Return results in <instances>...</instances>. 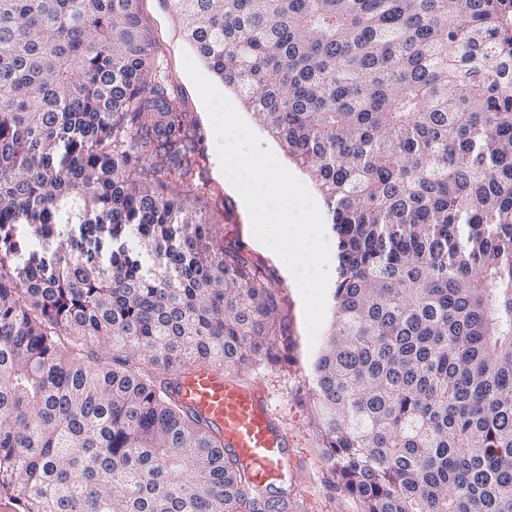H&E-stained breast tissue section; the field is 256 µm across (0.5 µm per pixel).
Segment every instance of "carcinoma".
Instances as JSON below:
<instances>
[{
    "label": "carcinoma",
    "mask_w": 512,
    "mask_h": 512,
    "mask_svg": "<svg viewBox=\"0 0 512 512\" xmlns=\"http://www.w3.org/2000/svg\"><path fill=\"white\" fill-rule=\"evenodd\" d=\"M138 2L0 0V501L271 512L168 372L295 340L267 262L208 260L196 120ZM170 2L330 207L332 477L361 512H512V0Z\"/></svg>",
    "instance_id": "cac0c4a2"
}]
</instances>
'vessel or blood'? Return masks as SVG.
I'll return each mask as SVG.
<instances>
[{"instance_id": "1", "label": "vessel or blood", "mask_w": 512, "mask_h": 512, "mask_svg": "<svg viewBox=\"0 0 512 512\" xmlns=\"http://www.w3.org/2000/svg\"><path fill=\"white\" fill-rule=\"evenodd\" d=\"M170 380L175 397L221 434L225 454L248 466L254 483L296 477L302 462L294 440L275 420L261 385L241 386L204 365L171 373Z\"/></svg>"}]
</instances>
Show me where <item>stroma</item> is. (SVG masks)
<instances>
[{
	"instance_id": "35a3bbf8",
	"label": "stroma",
	"mask_w": 512,
	"mask_h": 512,
	"mask_svg": "<svg viewBox=\"0 0 512 512\" xmlns=\"http://www.w3.org/2000/svg\"><path fill=\"white\" fill-rule=\"evenodd\" d=\"M139 14L164 64L170 91L182 99L185 111L197 121L204 153L205 194L198 205L202 217L216 224L225 245L243 242L252 256L267 259L270 249L253 242L251 223L240 200L225 184L209 116L202 109L199 93L184 67V57L191 54L192 48L184 38L179 20L170 11L167 0H140ZM275 289L280 316L296 340L291 360L285 365L256 363L235 371L234 377L240 383L263 384L278 420L294 439L296 453L305 461L296 483L284 493L288 512H360L359 504L328 472L316 433L308 379L318 349L309 343L300 291L289 274L279 275Z\"/></svg>"
}]
</instances>
